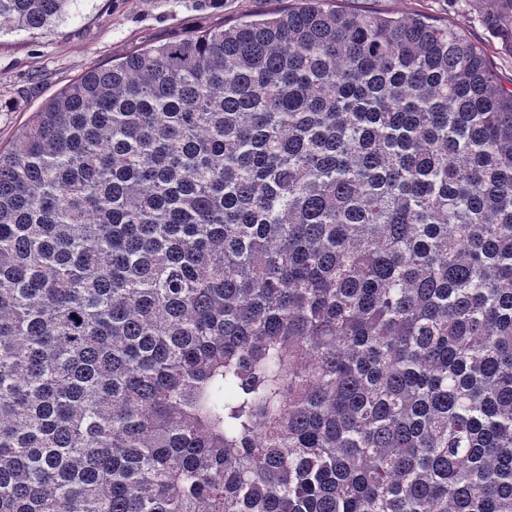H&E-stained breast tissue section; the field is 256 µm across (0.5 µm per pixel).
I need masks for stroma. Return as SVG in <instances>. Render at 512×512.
I'll return each instance as SVG.
<instances>
[{
    "label": "stroma",
    "instance_id": "1",
    "mask_svg": "<svg viewBox=\"0 0 512 512\" xmlns=\"http://www.w3.org/2000/svg\"><path fill=\"white\" fill-rule=\"evenodd\" d=\"M297 0H73L42 30L0 24V143L9 142L30 112L93 67L136 48L282 11ZM348 11L422 15L455 28L483 49L493 73L512 83V55L501 50L461 0H337Z\"/></svg>",
    "mask_w": 512,
    "mask_h": 512
}]
</instances>
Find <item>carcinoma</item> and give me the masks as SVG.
<instances>
[{
	"label": "carcinoma",
	"mask_w": 512,
	"mask_h": 512,
	"mask_svg": "<svg viewBox=\"0 0 512 512\" xmlns=\"http://www.w3.org/2000/svg\"><path fill=\"white\" fill-rule=\"evenodd\" d=\"M333 2L93 67L0 147V512H512V87ZM466 7L512 53V0Z\"/></svg>",
	"instance_id": "obj_1"
}]
</instances>
